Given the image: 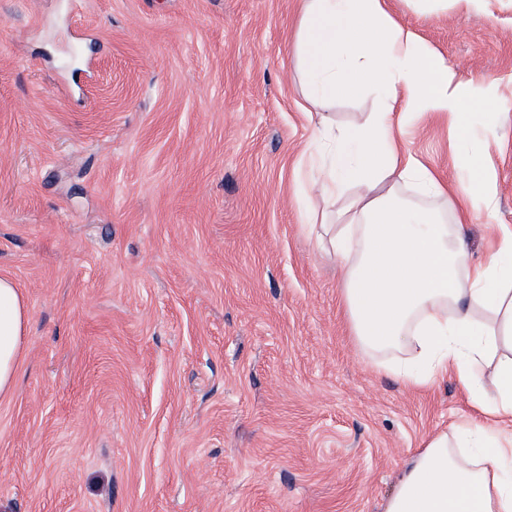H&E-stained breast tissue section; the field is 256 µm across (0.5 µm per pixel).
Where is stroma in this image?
Returning <instances> with one entry per match:
<instances>
[{"label":"stroma","instance_id":"35a3bbf8","mask_svg":"<svg viewBox=\"0 0 512 512\" xmlns=\"http://www.w3.org/2000/svg\"><path fill=\"white\" fill-rule=\"evenodd\" d=\"M300 6L0 0V277L29 313L0 512H384L470 413L453 378L409 388L350 337L298 190ZM389 9L456 83L496 82L508 120L471 129L512 225V0ZM403 138L450 173L443 123Z\"/></svg>","mask_w":512,"mask_h":512}]
</instances>
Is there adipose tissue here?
<instances>
[{
    "instance_id": "obj_1",
    "label": "adipose tissue",
    "mask_w": 512,
    "mask_h": 512,
    "mask_svg": "<svg viewBox=\"0 0 512 512\" xmlns=\"http://www.w3.org/2000/svg\"><path fill=\"white\" fill-rule=\"evenodd\" d=\"M290 60L317 117L303 190L324 207L308 225L325 230L342 270L351 336L409 385L453 376L476 412L424 443L384 512H512V225L494 223V169L460 134L469 113L496 108L494 86L456 84L386 0H303ZM341 94L373 95L378 108L340 127L331 108ZM417 112L456 131L454 180L405 149ZM481 220L490 244L475 261L465 232ZM28 323L20 288L0 278V394L13 387Z\"/></svg>"
}]
</instances>
